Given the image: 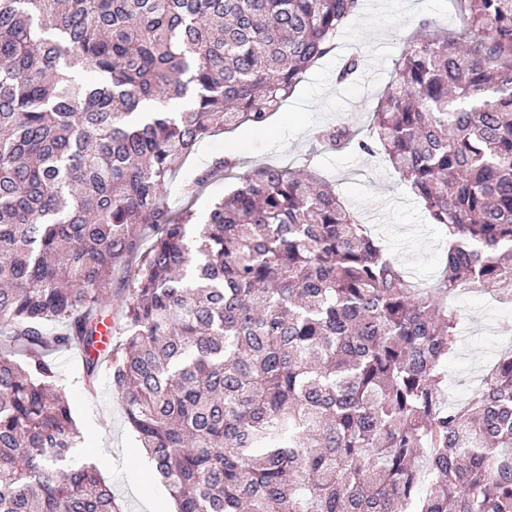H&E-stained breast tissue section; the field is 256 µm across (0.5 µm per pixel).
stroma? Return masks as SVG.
<instances>
[{"label":"stroma","instance_id":"obj_1","mask_svg":"<svg viewBox=\"0 0 512 512\" xmlns=\"http://www.w3.org/2000/svg\"><path fill=\"white\" fill-rule=\"evenodd\" d=\"M425 22L436 29H457L454 0H361L335 54L307 74L266 128L242 127L205 139L186 162V171L206 168L224 156L235 158L241 172L263 163L297 170L312 162L320 176L335 185L345 205L396 257L409 281L419 287L430 285L443 265L445 230L428 222L399 173L382 157L353 147L336 151L312 137L313 128L339 123L367 131L370 114L394 78L395 63L408 38L419 34ZM349 54L360 55L363 66L375 70V77L338 81L341 62ZM236 186V179L219 176L191 201L176 183L168 189L164 203L176 213L192 207L196 223L201 224L214 204ZM458 306L465 316L464 328L447 365L446 396L453 401L469 398L490 364L512 348V304L489 294H469ZM58 365L83 435L73 453L74 465L95 466L111 487L120 512H174V500L152 466L144 462V452L108 375H100L96 392L90 394L83 388L75 354L62 353Z\"/></svg>","mask_w":512,"mask_h":512}]
</instances>
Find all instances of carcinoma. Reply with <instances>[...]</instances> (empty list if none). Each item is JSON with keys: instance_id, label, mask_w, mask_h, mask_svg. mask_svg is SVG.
<instances>
[{"instance_id": "cac0c4a2", "label": "carcinoma", "mask_w": 512, "mask_h": 512, "mask_svg": "<svg viewBox=\"0 0 512 512\" xmlns=\"http://www.w3.org/2000/svg\"><path fill=\"white\" fill-rule=\"evenodd\" d=\"M458 3L459 30L407 45L368 138L315 132L383 155L448 233L418 288L309 168H249L203 224L164 205L202 140L266 126L360 0H0V512H118L71 465L54 355L77 346L177 512H512V352L442 398L452 302L512 299V0Z\"/></svg>"}]
</instances>
